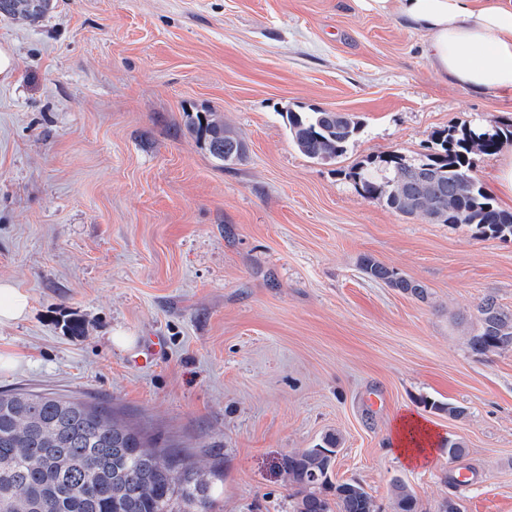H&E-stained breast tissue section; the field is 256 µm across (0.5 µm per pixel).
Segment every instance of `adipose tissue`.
Returning <instances> with one entry per match:
<instances>
[{
  "label": "adipose tissue",
  "mask_w": 512,
  "mask_h": 512,
  "mask_svg": "<svg viewBox=\"0 0 512 512\" xmlns=\"http://www.w3.org/2000/svg\"><path fill=\"white\" fill-rule=\"evenodd\" d=\"M406 29L422 32L431 66L474 94L512 96V0H366ZM429 433L420 418H398L389 452L406 464L427 459Z\"/></svg>",
  "instance_id": "obj_1"
}]
</instances>
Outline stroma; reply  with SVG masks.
Wrapping results in <instances>:
<instances>
[{"label": "stroma", "instance_id": "1", "mask_svg": "<svg viewBox=\"0 0 512 512\" xmlns=\"http://www.w3.org/2000/svg\"><path fill=\"white\" fill-rule=\"evenodd\" d=\"M423 40L358 0H54L0 18V281L31 300L0 324V391L111 408L209 475L215 512H292L279 462L330 435L333 481L381 512L396 478L419 512H512V349L468 346L484 298L512 310V237L402 215L350 178L371 156L423 158L438 130L512 124L511 100L442 79ZM316 109L361 123L330 162L286 126ZM205 112L241 161L189 132ZM367 256L426 299L367 276ZM406 412L435 435L415 467L386 451ZM457 472L472 483L451 488ZM202 121H205V124H202ZM189 129L197 138L204 141L211 156L224 164L239 161L245 154V143L225 127L224 122L212 112L205 116H197Z\"/></svg>", "mask_w": 512, "mask_h": 512}]
</instances>
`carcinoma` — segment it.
Masks as SVG:
<instances>
[{
  "label": "carcinoma",
  "instance_id": "obj_1",
  "mask_svg": "<svg viewBox=\"0 0 512 512\" xmlns=\"http://www.w3.org/2000/svg\"><path fill=\"white\" fill-rule=\"evenodd\" d=\"M52 0H0V17L35 21ZM293 144L314 160H334L357 136L360 124L343 112L285 113ZM190 131L209 153L226 164L245 154L244 142L214 113L197 116ZM424 158L400 166L385 156L368 158L350 173L369 198L406 215L439 224H466L482 235L512 236V211L500 208L470 175L479 154L512 142V124L492 131L444 129ZM363 271L421 300V285L365 257ZM479 326L468 338L478 355L512 348V311L494 298L478 306ZM323 450L285 455L281 470L298 487L293 512H377V505L354 482L333 484L338 445L328 436ZM393 512H418L407 485L392 482ZM211 481L184 459L149 446L139 434L117 423L112 409L54 393L0 392V512H214Z\"/></svg>",
  "mask_w": 512,
  "mask_h": 512
}]
</instances>
